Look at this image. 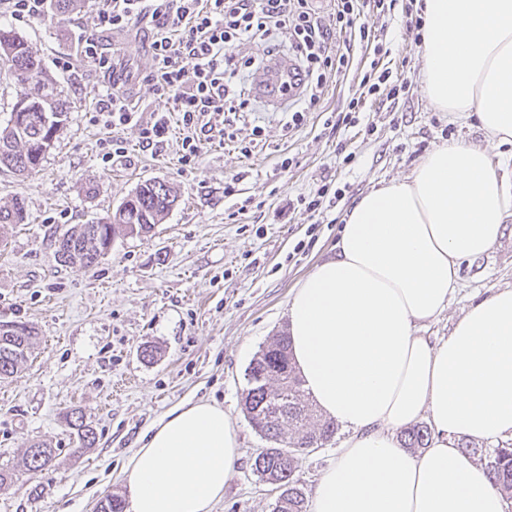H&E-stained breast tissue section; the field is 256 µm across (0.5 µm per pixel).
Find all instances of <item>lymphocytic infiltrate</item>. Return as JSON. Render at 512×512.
Returning a JSON list of instances; mask_svg holds the SVG:
<instances>
[{"label": "lymphocytic infiltrate", "instance_id": "obj_1", "mask_svg": "<svg viewBox=\"0 0 512 512\" xmlns=\"http://www.w3.org/2000/svg\"><path fill=\"white\" fill-rule=\"evenodd\" d=\"M417 0H335L328 15H320L313 0H96L87 28L75 40V50L59 56L57 69L69 72L78 63L91 65L104 79L97 106L89 120L112 129L138 123L140 143L148 148L164 142L167 117L140 122L128 84L132 79L118 51L102 48L101 32H124L148 24L152 34L153 65L142 80L150 85L182 127L181 163H198L203 145L225 140L236 143L241 157L252 152L251 143L239 140L237 122L247 100L241 71L253 58L238 56L247 42L264 41L285 30L289 47L304 77L296 110L287 129L301 127L306 112L319 103L329 79L356 74L358 89L336 110L333 127L356 126L374 103L396 106L408 88L393 77L386 64L390 41L369 18L391 21L400 11L415 41H422L425 25L416 13ZM371 49L369 66L354 68L356 49Z\"/></svg>", "mask_w": 512, "mask_h": 512}]
</instances>
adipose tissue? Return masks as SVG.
<instances>
[{
    "instance_id": "adipose-tissue-1",
    "label": "adipose tissue",
    "mask_w": 512,
    "mask_h": 512,
    "mask_svg": "<svg viewBox=\"0 0 512 512\" xmlns=\"http://www.w3.org/2000/svg\"><path fill=\"white\" fill-rule=\"evenodd\" d=\"M423 16L430 104L512 145V0H424ZM511 219L512 177L485 149L452 141L362 195L335 254L298 285L293 362L346 432L312 512H505L488 470L454 439L512 437V288L470 306L438 343L420 329L446 310L460 264L490 252ZM424 416L429 448H402L397 432ZM238 459L222 407L180 405L123 470L127 512H212Z\"/></svg>"
}]
</instances>
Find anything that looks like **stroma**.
I'll use <instances>...</instances> for the list:
<instances>
[{"instance_id": "1", "label": "stroma", "mask_w": 512, "mask_h": 512, "mask_svg": "<svg viewBox=\"0 0 512 512\" xmlns=\"http://www.w3.org/2000/svg\"><path fill=\"white\" fill-rule=\"evenodd\" d=\"M91 0L36 21L0 16L37 49L60 84L69 112L41 168L19 177L0 171V204L24 198L29 218L0 238V322L23 321L37 332L30 360L0 379V470H15L0 489V512H93L106 495H128L123 475L143 435L171 409L199 400L221 406L239 442V464L213 512H272L279 494L251 470L267 442L242 410L246 369L270 340L288 327L293 288L335 251L344 217L379 181L403 178L446 140L484 146L492 163L503 147L487 142L476 123L449 121L435 110L417 79L419 48L400 21H391V64L409 90L397 113L362 114L357 127L338 131L325 121L351 95L352 81L329 82L303 125L285 127V110L250 100L246 124L260 127L249 157L232 146H203L199 163L181 166L176 139L153 149L139 145L137 125L120 131L125 157L105 164L101 148L112 131L91 124L101 80L92 67H55L72 51ZM136 72L152 65L145 34H104ZM356 154L343 162L339 146ZM347 193L336 207L309 214L290 200L313 191L323 177ZM168 182L178 201L162 224L144 236L118 235L96 266L57 263L54 239L76 224L105 220L146 180ZM233 195H225V185ZM95 194H87V186ZM306 249H298L301 240ZM512 287V222L484 257L462 262L459 288L448 308L422 330L431 341L448 337L474 303ZM152 347L153 359L142 356ZM79 410L96 443L77 453L78 437L64 415ZM307 453L298 477L313 496L344 439ZM43 442L51 464L33 474L17 469L25 448Z\"/></svg>"}]
</instances>
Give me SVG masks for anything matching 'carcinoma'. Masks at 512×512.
<instances>
[{
  "instance_id": "cac0c4a2",
  "label": "carcinoma",
  "mask_w": 512,
  "mask_h": 512,
  "mask_svg": "<svg viewBox=\"0 0 512 512\" xmlns=\"http://www.w3.org/2000/svg\"><path fill=\"white\" fill-rule=\"evenodd\" d=\"M0 77L22 88L20 97L28 99L21 110L26 113L23 130L7 120L0 126V169L17 175L31 174L39 165L34 152L43 149L54 126L67 117L57 81L47 72L38 51L16 32L0 28ZM176 202L173 188H156V181L146 180L123 202L125 215L120 223L76 224L65 231L68 241L83 252L85 266L99 264V255L116 231L125 234H148L162 223ZM26 219L24 200L12 199L0 206V227L22 224ZM21 333L0 335V378L10 377L27 362L35 331L25 322H18ZM248 387L244 392L243 409L255 430L273 446L251 464L260 480L277 485L279 495L273 512H307V499L297 473L302 456L310 449L320 448L336 434V421L316 414L292 362L291 337L284 332L262 348L250 363ZM65 419L77 431L80 452L93 447L96 435L77 409L66 413ZM431 432L422 423L401 431L400 444L408 449L428 447ZM459 448L484 463L492 474L494 486L505 498L512 499V447L487 449L469 441Z\"/></svg>"
}]
</instances>
